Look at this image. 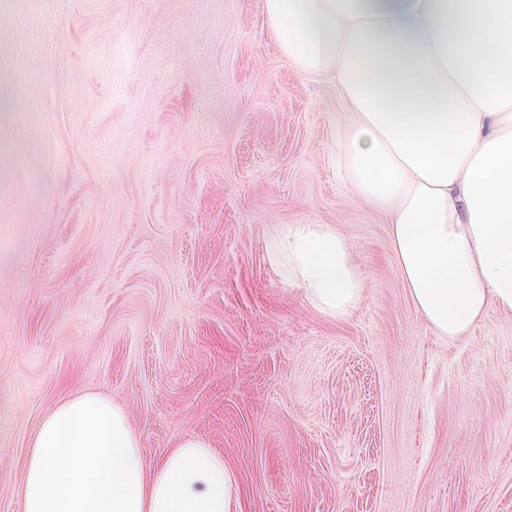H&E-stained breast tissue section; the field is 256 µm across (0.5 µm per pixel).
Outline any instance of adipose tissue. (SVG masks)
I'll return each mask as SVG.
<instances>
[{"label":"adipose tissue","mask_w":512,"mask_h":512,"mask_svg":"<svg viewBox=\"0 0 512 512\" xmlns=\"http://www.w3.org/2000/svg\"><path fill=\"white\" fill-rule=\"evenodd\" d=\"M280 53L336 85L352 123L339 167L390 224L401 279L438 334L512 312V0H262ZM267 251L322 315L366 287L331 224H285ZM236 476L188 436L156 465L125 408L97 391L29 436L23 512H241Z\"/></svg>","instance_id":"obj_1"}]
</instances>
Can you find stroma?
I'll list each match as a JSON object with an SVG mask.
<instances>
[{
	"label": "stroma",
	"mask_w": 512,
	"mask_h": 512,
	"mask_svg": "<svg viewBox=\"0 0 512 512\" xmlns=\"http://www.w3.org/2000/svg\"><path fill=\"white\" fill-rule=\"evenodd\" d=\"M0 512L83 391L158 463L187 436L241 512H512V313L438 335L342 181L352 114L262 0H0ZM332 224L367 288L317 312L268 255Z\"/></svg>",
	"instance_id": "stroma-1"
}]
</instances>
